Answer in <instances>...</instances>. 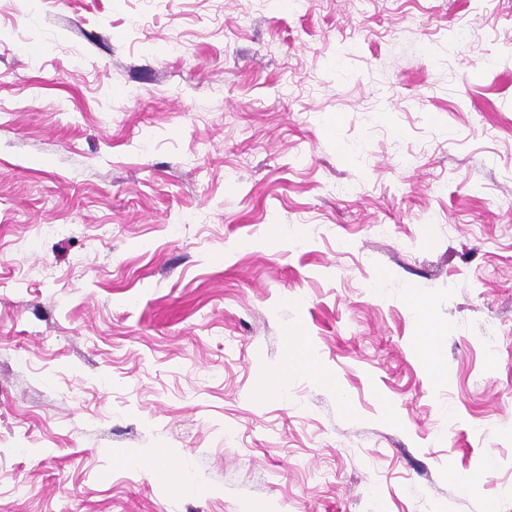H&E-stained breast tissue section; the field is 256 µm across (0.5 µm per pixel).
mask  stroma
I'll use <instances>...</instances> for the list:
<instances>
[{
    "label": "stroma",
    "mask_w": 512,
    "mask_h": 512,
    "mask_svg": "<svg viewBox=\"0 0 512 512\" xmlns=\"http://www.w3.org/2000/svg\"><path fill=\"white\" fill-rule=\"evenodd\" d=\"M490 500L512 0H0V512ZM426 335L421 339L428 347L431 372L435 377H444L447 375V366L441 358V347L444 336L448 335V328L443 325H430Z\"/></svg>",
    "instance_id": "1"
}]
</instances>
